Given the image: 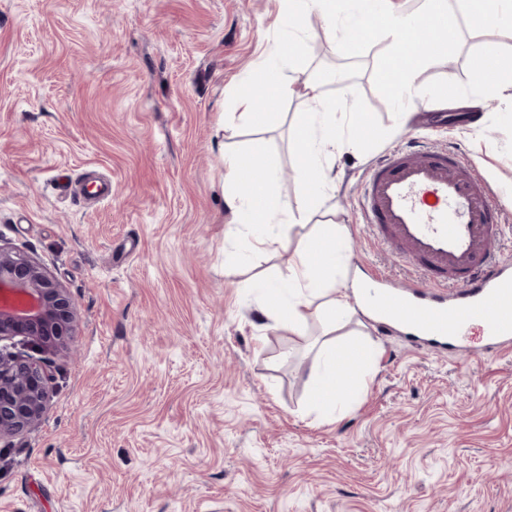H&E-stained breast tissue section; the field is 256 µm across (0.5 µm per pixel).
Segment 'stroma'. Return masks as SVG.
I'll list each match as a JSON object with an SVG mask.
<instances>
[{"instance_id": "obj_1", "label": "stroma", "mask_w": 512, "mask_h": 512, "mask_svg": "<svg viewBox=\"0 0 512 512\" xmlns=\"http://www.w3.org/2000/svg\"><path fill=\"white\" fill-rule=\"evenodd\" d=\"M460 52L416 86L467 81L481 46L512 30L470 23L449 0ZM278 0H0V245L27 253L67 288L74 338L55 356L41 423L0 441V512H512V353L484 360L411 348L355 314L301 333L260 317L257 279L286 274L305 227L256 251L230 224L224 155L257 139L290 210L312 190L290 125L303 82L324 74L336 120L368 126L328 158L317 222L343 227L352 291L394 261L359 195L371 163L409 140L455 149L503 208L512 257V103L436 109L416 96L395 118L373 71L387 41L340 58L312 18L310 61L285 69L292 92L274 126L231 122L232 91L265 63ZM103 178L112 196L80 191ZM360 337L381 357L362 403L322 423L306 411L318 344Z\"/></svg>"}]
</instances>
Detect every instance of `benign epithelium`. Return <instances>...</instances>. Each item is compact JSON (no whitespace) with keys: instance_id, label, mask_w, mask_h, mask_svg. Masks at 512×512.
I'll use <instances>...</instances> for the list:
<instances>
[{"instance_id":"benign-epithelium-1","label":"benign epithelium","mask_w":512,"mask_h":512,"mask_svg":"<svg viewBox=\"0 0 512 512\" xmlns=\"http://www.w3.org/2000/svg\"><path fill=\"white\" fill-rule=\"evenodd\" d=\"M75 318L66 288L26 254L0 246V440L40 422L50 374L39 353L69 347Z\"/></svg>"}]
</instances>
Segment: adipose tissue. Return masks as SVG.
Masks as SVG:
<instances>
[{"label": "adipose tissue", "mask_w": 512, "mask_h": 512, "mask_svg": "<svg viewBox=\"0 0 512 512\" xmlns=\"http://www.w3.org/2000/svg\"><path fill=\"white\" fill-rule=\"evenodd\" d=\"M322 77L315 74L303 84L309 109L295 113L292 123V145L305 163L306 172L316 187L327 183L322 158L349 147L341 128L336 125V106L327 102L321 92ZM265 153L263 141L251 143L246 152L224 156L225 183L228 188L227 208L233 223L249 231L254 247L271 244L275 235H287L298 224L309 222L317 210V198H310L298 213L274 192L272 176L249 183L242 172L253 160ZM348 239L335 224H318L306 236L297 258L287 274L274 281L259 282L265 298L259 308L262 318L299 331L310 317L326 321L329 327L342 326L354 314L355 306L348 293L336 286L345 272ZM378 348L368 342L351 340L345 345H323L318 362L310 375L309 411L322 420H333L354 409L362 393L365 375L376 365Z\"/></svg>", "instance_id": "adipose-tissue-1"}]
</instances>
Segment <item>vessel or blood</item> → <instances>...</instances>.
Segmentation results:
<instances>
[{
  "label": "vessel or blood",
  "mask_w": 512,
  "mask_h": 512,
  "mask_svg": "<svg viewBox=\"0 0 512 512\" xmlns=\"http://www.w3.org/2000/svg\"><path fill=\"white\" fill-rule=\"evenodd\" d=\"M361 206L393 257L418 274L408 289L385 274L363 288L406 342L459 352L469 320L487 325L484 359L512 350V260L499 249L502 212L494 194L450 149L418 141L370 166Z\"/></svg>",
  "instance_id": "b4317fda"
}]
</instances>
